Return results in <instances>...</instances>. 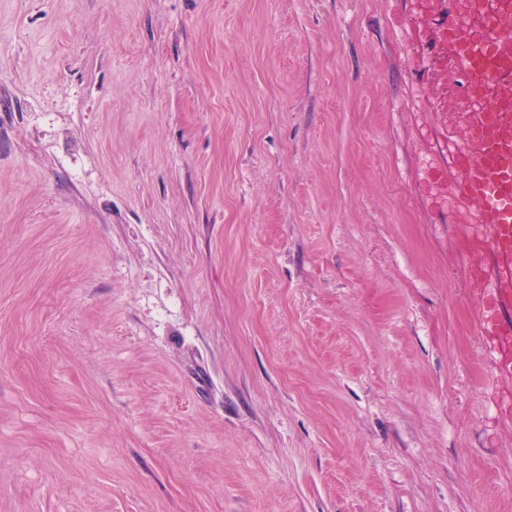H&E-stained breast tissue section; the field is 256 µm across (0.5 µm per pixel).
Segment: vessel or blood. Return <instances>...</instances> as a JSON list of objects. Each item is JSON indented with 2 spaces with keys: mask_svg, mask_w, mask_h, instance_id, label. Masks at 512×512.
<instances>
[{
  "mask_svg": "<svg viewBox=\"0 0 512 512\" xmlns=\"http://www.w3.org/2000/svg\"><path fill=\"white\" fill-rule=\"evenodd\" d=\"M442 36L452 48L453 67L469 77L474 94H495L497 107L463 116L470 132V150L454 159L461 179L459 204L471 210L477 223L488 225L494 257L488 293L491 305L512 306V24L506 16L487 17L480 30L455 21ZM493 349L494 367L512 376V323L483 324Z\"/></svg>",
  "mask_w": 512,
  "mask_h": 512,
  "instance_id": "obj_1",
  "label": "vessel or blood"
}]
</instances>
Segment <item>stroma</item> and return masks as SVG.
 Returning <instances> with one entry per match:
<instances>
[{
  "instance_id": "35a3bbf8",
  "label": "stroma",
  "mask_w": 512,
  "mask_h": 512,
  "mask_svg": "<svg viewBox=\"0 0 512 512\" xmlns=\"http://www.w3.org/2000/svg\"><path fill=\"white\" fill-rule=\"evenodd\" d=\"M459 14L0 0V512H512Z\"/></svg>"
}]
</instances>
